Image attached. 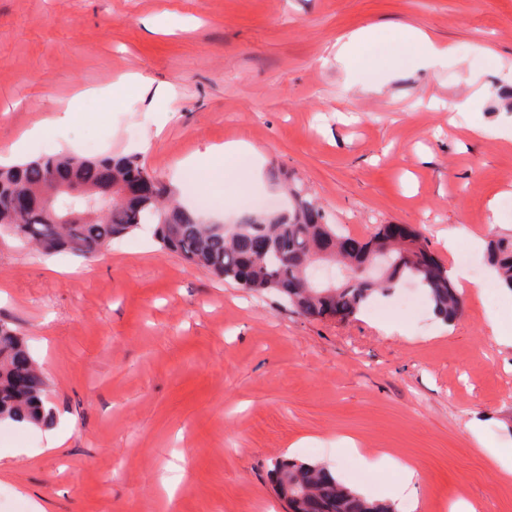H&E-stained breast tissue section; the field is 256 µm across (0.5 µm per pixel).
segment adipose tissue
<instances>
[{
    "label": "adipose tissue",
    "mask_w": 512,
    "mask_h": 512,
    "mask_svg": "<svg viewBox=\"0 0 512 512\" xmlns=\"http://www.w3.org/2000/svg\"><path fill=\"white\" fill-rule=\"evenodd\" d=\"M396 46L397 55L388 61L390 70L404 68L412 59L432 61L445 56V49L439 48L425 33L409 25L386 29H364L347 36L340 45L336 56L349 60L357 67H366L380 44Z\"/></svg>",
    "instance_id": "obj_1"
}]
</instances>
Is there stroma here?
<instances>
[{"instance_id":"1","label":"stroma","mask_w":512,"mask_h":512,"mask_svg":"<svg viewBox=\"0 0 512 512\" xmlns=\"http://www.w3.org/2000/svg\"><path fill=\"white\" fill-rule=\"evenodd\" d=\"M165 12L184 28L155 30ZM402 24L451 54L362 95L341 39ZM477 40L491 57L472 53ZM130 73L169 90L168 114L135 91L105 95ZM75 97L84 120L53 127L30 158L55 145L134 154L228 224L246 197L287 207L298 179L351 237L411 225L486 288L465 290L450 324L411 283L355 317L315 320L217 281L147 230L93 259L0 238V322L24 335L47 402L70 419L53 449L45 429L0 422V449L16 451L0 461V512H285L268 480L285 457L382 497L393 473L338 452L344 437L415 466L416 512L461 499L512 512V478L466 427L485 411L489 436L512 441V348L485 329L490 309L512 324V293L491 284L480 246L512 236V0H0V160ZM241 139L259 152L249 188L241 164L184 172L187 157Z\"/></svg>"}]
</instances>
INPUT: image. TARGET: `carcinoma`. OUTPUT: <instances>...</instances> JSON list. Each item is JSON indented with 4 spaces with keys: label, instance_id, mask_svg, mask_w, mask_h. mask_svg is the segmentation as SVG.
<instances>
[{
    "label": "carcinoma",
    "instance_id": "obj_1",
    "mask_svg": "<svg viewBox=\"0 0 512 512\" xmlns=\"http://www.w3.org/2000/svg\"><path fill=\"white\" fill-rule=\"evenodd\" d=\"M63 182L89 190L95 201L87 218L76 224L48 214L68 206L59 192ZM288 193L290 208L247 213L238 219L239 229L229 233L184 205L173 187L158 181L133 155L62 153L0 164V236H14L45 257H90L112 240L153 224L162 249L250 292L278 295L308 317H323L332 309L354 317L376 296L408 281L424 290L444 322L460 315L463 299L447 268H428L418 241L395 245L381 231L360 251L335 259L346 270L341 288L328 294L316 287L309 274L312 252H334L346 235L329 223L301 184H291ZM16 197L28 198L33 207L16 211ZM486 261L512 291V239L490 240ZM45 392L46 382L24 337L1 322L0 421L46 424ZM269 477L288 512H395L391 504L367 500L337 482L323 464L277 459Z\"/></svg>",
    "mask_w": 512,
    "mask_h": 512
}]
</instances>
